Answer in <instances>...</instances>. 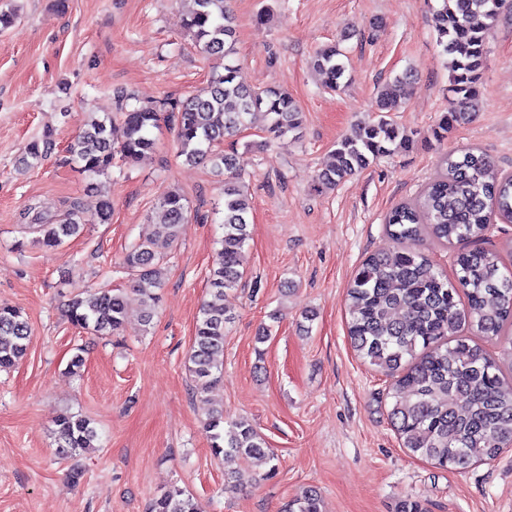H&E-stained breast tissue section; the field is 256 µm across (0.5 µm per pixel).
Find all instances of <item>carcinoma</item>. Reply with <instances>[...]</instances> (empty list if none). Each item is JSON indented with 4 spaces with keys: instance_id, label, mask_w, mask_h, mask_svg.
Masks as SVG:
<instances>
[{
    "instance_id": "cac0c4a2",
    "label": "carcinoma",
    "mask_w": 512,
    "mask_h": 512,
    "mask_svg": "<svg viewBox=\"0 0 512 512\" xmlns=\"http://www.w3.org/2000/svg\"><path fill=\"white\" fill-rule=\"evenodd\" d=\"M192 7L184 28L202 54L224 60V72L179 102L131 105L125 96L117 111L95 117L67 149L71 161L90 176L107 174L117 164L130 165L155 150L161 113L176 130V155L186 163L207 162L224 177L223 209L208 285L216 297L241 283L243 252L249 239L251 200L240 184L234 155L221 145L253 123L266 121L274 138H300L302 118L295 100L276 86L251 87L238 80L235 59V16L228 0H189ZM500 0H439L434 10L435 43L448 57V107L431 130L443 141L456 126L474 116L481 93L487 41L498 23ZM337 44L320 49L313 59L326 88L344 87L346 67ZM408 76L396 77L377 91L378 114L336 143L316 179L334 188L382 157L407 147L411 139L394 121ZM51 132L31 141L19 164L28 169L46 156ZM447 173L428 186L411 204L399 205L386 218L397 241L428 235L446 244L479 242L486 236L492 214L512 221V178L495 171L491 159L469 149L446 159ZM160 223L152 236L128 248L122 268L132 275V291L144 305L150 324L164 286L169 249L188 222V204L178 191L159 200ZM112 202L101 199L94 209L80 197L69 202L66 214L50 219L40 212L27 229L48 249L80 235L87 224H107ZM456 278L433 264L417 249L369 255L357 270L348 297V336L358 356L394 378L391 421L413 455L440 467L465 469L476 459L493 458L512 445V381L501 374L500 362L478 344L450 337L466 326L478 335L498 336L512 322V273L502 270L499 254L483 247L462 252ZM467 302H461L460 295ZM127 294L120 288L97 287L72 299L65 316L76 327L109 336L124 324ZM230 316L224 304L205 301L199 309L188 356L189 372L200 396L208 395L224 377V337ZM30 324L16 307L0 305V371L14 368L27 354ZM216 456H246L262 467L274 460L264 439L247 422L224 423V410L215 409L205 422ZM55 442L60 452L75 455L93 447L91 422L70 412L56 420ZM148 512H200L179 488L154 499ZM283 512H321L320 495L305 491Z\"/></svg>"
}]
</instances>
